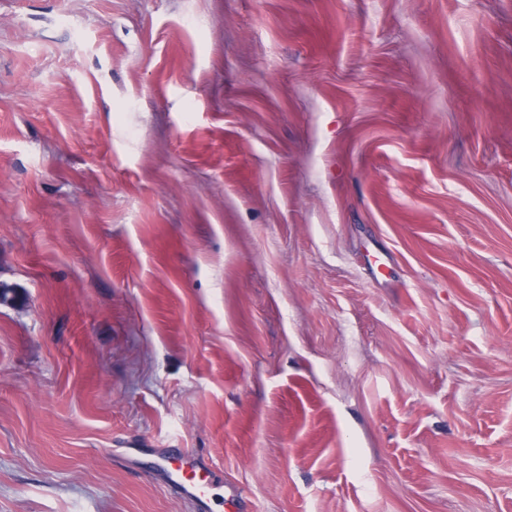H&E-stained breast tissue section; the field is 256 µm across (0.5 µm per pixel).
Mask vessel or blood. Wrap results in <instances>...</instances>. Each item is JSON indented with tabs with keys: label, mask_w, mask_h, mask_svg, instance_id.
Instances as JSON below:
<instances>
[{
	"label": "vessel or blood",
	"mask_w": 512,
	"mask_h": 512,
	"mask_svg": "<svg viewBox=\"0 0 512 512\" xmlns=\"http://www.w3.org/2000/svg\"><path fill=\"white\" fill-rule=\"evenodd\" d=\"M154 474L193 503L197 512H210L211 491L222 487L224 478L199 454L183 448H154Z\"/></svg>",
	"instance_id": "vessel-or-blood-1"
}]
</instances>
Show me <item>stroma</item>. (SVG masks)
Listing matches in <instances>:
<instances>
[{
    "label": "stroma",
    "mask_w": 512,
    "mask_h": 512,
    "mask_svg": "<svg viewBox=\"0 0 512 512\" xmlns=\"http://www.w3.org/2000/svg\"><path fill=\"white\" fill-rule=\"evenodd\" d=\"M0 512H512V0H0ZM154 458V475L193 503L198 512H210L211 490L224 488V477L199 454L183 448H129Z\"/></svg>",
    "instance_id": "35a3bbf8"
}]
</instances>
